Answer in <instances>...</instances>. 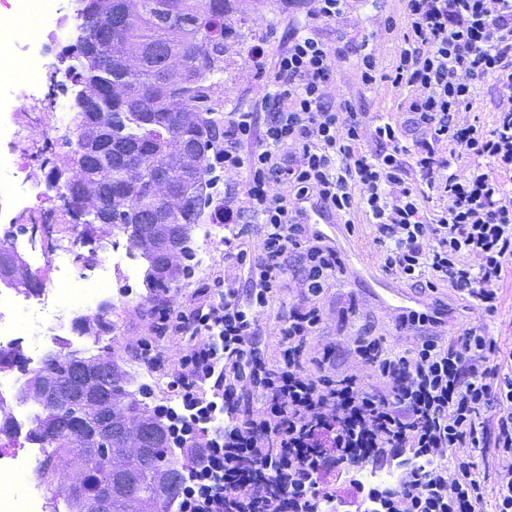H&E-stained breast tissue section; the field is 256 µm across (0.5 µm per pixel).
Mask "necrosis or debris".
Segmentation results:
<instances>
[{
	"label": "necrosis or debris",
	"instance_id": "necrosis-or-debris-1",
	"mask_svg": "<svg viewBox=\"0 0 512 512\" xmlns=\"http://www.w3.org/2000/svg\"><path fill=\"white\" fill-rule=\"evenodd\" d=\"M0 5L6 9L0 14V140L13 142L19 136L16 112L42 88L35 63L46 40L60 37L59 8L58 0H0ZM21 19L32 20L34 30L23 50L17 52L11 36ZM38 183L22 156L0 155V199L13 200L26 209H44L49 197L38 190ZM98 267L94 276L60 267L51 287L24 294L1 288L0 354L21 355L28 365L38 368L50 348L76 344V337L65 332L64 316L99 309L109 301L112 286L134 280L125 254H113L111 262H99ZM46 307L52 311L50 320L21 324L23 314ZM55 471V460L45 449L24 446L13 436L1 438L0 478H9L14 487L0 491V512H63L49 489Z\"/></svg>",
	"mask_w": 512,
	"mask_h": 512
}]
</instances>
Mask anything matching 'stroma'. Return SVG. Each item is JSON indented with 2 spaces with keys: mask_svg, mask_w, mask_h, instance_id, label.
<instances>
[{
  "mask_svg": "<svg viewBox=\"0 0 512 512\" xmlns=\"http://www.w3.org/2000/svg\"><path fill=\"white\" fill-rule=\"evenodd\" d=\"M399 0H352L346 14L336 21L321 25L318 34L330 48L335 61L333 95L350 98L357 111L366 113L368 120L384 119L391 122L400 133L403 143H411L416 136L412 115L407 110L411 90L395 88L380 81L374 85H363L354 62V53L362 39H369L376 56L379 73H389L400 47L396 34L385 31L386 16L398 15ZM241 39L227 57L224 79L210 90V102L224 118L236 112H254L265 115L267 108L262 100L265 79L256 68L251 51L262 46L267 61H275L287 47L290 32L304 19L289 0H237L235 10L229 16ZM76 33H69L62 43H51L41 61L43 86L49 96H36L22 112L17 113L16 122L23 131V139L16 143L17 152L22 153L36 166L40 174L62 166L69 158L72 147L67 139L48 140L46 131L55 121L72 126V105L76 89L73 85H59L57 81V58L70 54L75 45ZM53 219L22 210L15 204L0 200V227L10 226L12 234L8 247L15 249L26 260L31 269L39 274L40 286H47L56 266L67 265L74 271L92 269L101 256L111 254L112 238L97 233L96 229L83 223L75 209L67 207L59 192H52ZM352 231H339L340 247L359 244L374 269L373 275L359 279L347 278L331 281L323 293L314 298L319 308L321 321L312 336L309 356H316L322 349L334 344H349L353 338L369 331L382 340L385 350L397 352L413 348L415 338L400 336L394 330L396 312L382 302L386 289L397 287V280L380 270V254L374 244V230L363 212H354ZM196 250H209L207 269L192 270L179 286L169 291L148 293L142 282H134L129 296L116 298L108 312L112 324L109 334L86 337L85 357L103 356L123 360L126 369L143 368L144 361L136 350V344L151 338L155 348L166 360H174L184 354L188 339L171 333L155 331L158 311L169 305L182 309L193 303L198 292L212 286L214 273L228 268L223 246H210L201 231H194ZM438 294L453 309L444 333L455 335L461 328L485 330L503 350L512 349V262L505 266V277L501 290V305L495 315H487L442 285ZM300 297L297 281L292 273H285L279 291L270 299L261 322V349L269 362L279 357L282 337L280 327L288 310ZM355 305L356 315L341 320L343 308Z\"/></svg>",
  "mask_w": 512,
  "mask_h": 512,
  "instance_id": "1",
  "label": "stroma"
}]
</instances>
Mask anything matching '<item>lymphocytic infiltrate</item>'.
<instances>
[{
	"mask_svg": "<svg viewBox=\"0 0 512 512\" xmlns=\"http://www.w3.org/2000/svg\"><path fill=\"white\" fill-rule=\"evenodd\" d=\"M401 2L385 23L401 33L387 79L412 90L420 136L410 145L391 123L368 124L351 99L326 104L335 68L317 29L349 0H310L274 65L252 49L270 110L260 131L253 113H235L218 155L225 176L247 175L242 194H225L220 210L225 253L247 285L227 276L223 291L192 311L164 309L174 333L189 336L177 361L139 343L146 363L170 378L177 402L157 411L173 447L191 458L176 512H476L490 491L461 452L489 447L506 464L491 491L495 512H512V376L502 371L512 351L485 331L441 338L450 309L436 303L397 314L396 331L418 336L412 349L388 353L366 336L351 342L348 355L374 382L331 372L332 347L315 368L303 364L321 320L312 300L348 273L338 247L303 224L308 197L342 219L362 209L393 279L432 293L448 286L488 314L500 303L512 258V0ZM489 80L502 92L491 125L460 122ZM411 166L424 187L408 182ZM274 184L286 193H271ZM428 188L440 202L434 219L422 206ZM248 216L263 232L252 257L237 244ZM292 261L302 297L271 364L256 347L260 317ZM490 409L491 426L483 418ZM370 468L389 470L394 483H366Z\"/></svg>",
	"mask_w": 512,
	"mask_h": 512,
	"instance_id": "obj_1",
	"label": "lymphocytic infiltrate"
}]
</instances>
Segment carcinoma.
<instances>
[{"mask_svg": "<svg viewBox=\"0 0 512 512\" xmlns=\"http://www.w3.org/2000/svg\"><path fill=\"white\" fill-rule=\"evenodd\" d=\"M228 12L229 0H109L102 22L109 28L105 52L111 58V67L94 76L75 66L64 70L66 79L86 88L90 98L107 103L112 112V123L103 124L96 111L75 102V129L93 126L99 131L96 163L85 170L92 192L79 201V210H98L105 223L122 230L133 250L148 231L144 215L163 204L149 192L154 177L164 175L175 185L186 177L199 184V190L191 195L176 192L178 224L201 223L204 209L214 202L206 193L213 185L209 153L216 154L224 147V119L213 115L207 101L213 79L224 72V56L234 46L236 29L227 22ZM130 55L138 60L133 68L127 66ZM116 84L123 86L126 96L117 98L112 94ZM177 141L197 154L194 169L183 167L173 148ZM128 157L137 158L141 166L140 178L135 181L119 177ZM179 252L177 269L144 276L148 290H164L190 274L188 262L195 257L192 242L181 241ZM107 310L108 304L104 303L91 316H77L73 328L81 335L108 334L111 322L106 318ZM46 372L70 384V393L55 405L48 402L40 407L39 424L31 429L29 438L65 449L82 466L83 480L71 494V510L76 512L86 496L110 482L116 465L92 440L97 419L91 402L97 393L85 385L92 366L68 351L49 357L45 367L33 374ZM130 386L129 371L112 360V392L128 397L129 410L148 415L145 447L150 451L153 469L170 474L171 489L157 490L143 471L131 466L125 471L128 500H112V512H127L128 502L146 491L150 493V512H172L182 475L174 461L169 425L141 399L143 389L134 391ZM58 408L80 412L67 434L57 432L49 422Z\"/></svg>", "mask_w": 512, "mask_h": 512, "instance_id": "1", "label": "carcinoma"}]
</instances>
